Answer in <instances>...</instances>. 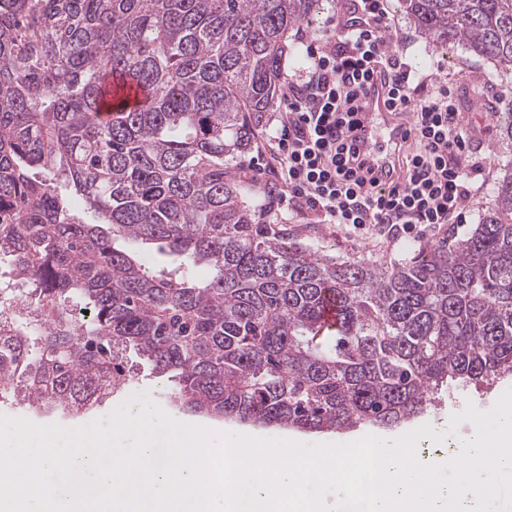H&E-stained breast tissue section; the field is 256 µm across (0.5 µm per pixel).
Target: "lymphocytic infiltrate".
Instances as JSON below:
<instances>
[{
  "mask_svg": "<svg viewBox=\"0 0 512 512\" xmlns=\"http://www.w3.org/2000/svg\"><path fill=\"white\" fill-rule=\"evenodd\" d=\"M349 10L350 23L307 44L305 76L289 84L280 127L269 137L270 161L255 168L253 180L273 175L282 185L280 204L367 234L463 223L482 169L470 159L454 87L412 69L393 50L384 0H349ZM378 68L389 73L391 101L411 113L415 131L401 181L388 192L350 166L345 144L364 83Z\"/></svg>",
  "mask_w": 512,
  "mask_h": 512,
  "instance_id": "obj_1",
  "label": "lymphocytic infiltrate"
}]
</instances>
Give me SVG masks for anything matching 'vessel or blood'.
I'll list each match as a JSON object with an SVG mask.
<instances>
[{
    "instance_id": "vessel-or-blood-1",
    "label": "vessel or blood",
    "mask_w": 512,
    "mask_h": 512,
    "mask_svg": "<svg viewBox=\"0 0 512 512\" xmlns=\"http://www.w3.org/2000/svg\"><path fill=\"white\" fill-rule=\"evenodd\" d=\"M412 141L410 123L389 101V86L383 71H374L366 82L346 142L353 152L365 158L376 172L389 170L397 147Z\"/></svg>"
}]
</instances>
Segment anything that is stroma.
<instances>
[{
  "instance_id": "1",
  "label": "stroma",
  "mask_w": 512,
  "mask_h": 512,
  "mask_svg": "<svg viewBox=\"0 0 512 512\" xmlns=\"http://www.w3.org/2000/svg\"><path fill=\"white\" fill-rule=\"evenodd\" d=\"M387 10L396 21L401 40L399 50L404 62L419 71L453 81L465 109L463 117L474 131L470 158L482 166L483 184L471 200L465 223L444 224L426 232L416 230L399 239L360 234L341 224L319 223L317 215L310 211L297 213L274 207V185L271 182L264 181L255 187L262 201L259 222L270 225L288 241L306 245L319 255L327 254L341 260L363 255L379 265L407 261L415 249L440 243L451 235H465L471 225L480 223L484 212L492 206L498 178L504 169L512 167V142L503 140L497 119L498 113H512V69L498 67L462 46L444 47L425 38L400 7L398 0H388ZM347 18L345 0H319L307 20L296 26L289 35L288 52L283 64L284 81L296 80L299 75L297 51L301 49L303 41L324 37L332 31L336 21ZM128 369L129 384L124 392L111 396L79 417L58 419L51 414H33L8 399H0V414L27 417L38 424L58 422L66 427H76L107 416L129 396L143 391L149 392L160 405H167L166 392L171 386L167 376L154 373L148 363L133 354L128 357ZM510 387L512 376L478 388L467 387L451 392L431 409L425 421L436 431H446L450 416L462 411L466 402H473L481 410L490 409ZM197 422L218 432L290 438L308 443L350 442L374 431L372 426L363 425L346 433H309L275 426L243 425L205 416L198 417Z\"/></svg>"
}]
</instances>
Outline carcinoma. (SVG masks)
I'll return each mask as SVG.
<instances>
[{
  "mask_svg": "<svg viewBox=\"0 0 512 512\" xmlns=\"http://www.w3.org/2000/svg\"><path fill=\"white\" fill-rule=\"evenodd\" d=\"M315 2L0 0V255L43 324L0 328L1 398L74 417L132 350L178 410L323 433L512 374V174L473 230L390 267L253 228L235 169ZM402 3L512 68V0Z\"/></svg>",
  "mask_w": 512,
  "mask_h": 512,
  "instance_id": "cac0c4a2",
  "label": "carcinoma"
}]
</instances>
